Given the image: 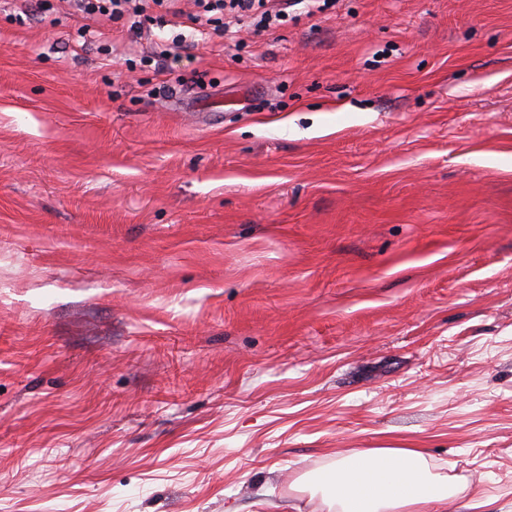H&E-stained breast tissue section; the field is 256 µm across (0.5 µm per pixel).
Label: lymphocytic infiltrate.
Listing matches in <instances>:
<instances>
[{"label": "lymphocytic infiltrate", "instance_id": "lymphocytic-infiltrate-1", "mask_svg": "<svg viewBox=\"0 0 512 512\" xmlns=\"http://www.w3.org/2000/svg\"><path fill=\"white\" fill-rule=\"evenodd\" d=\"M178 0H70L73 9L101 23L126 21L129 31L149 37L146 61L165 58L172 51H188L191 33L211 30L225 33L224 14L233 12L237 28L256 33L287 21L293 7L302 6L307 16L325 13L336 0H194L196 12L183 13ZM171 27L170 39L153 41V28Z\"/></svg>", "mask_w": 512, "mask_h": 512}]
</instances>
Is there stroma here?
<instances>
[{
    "instance_id": "obj_1",
    "label": "stroma",
    "mask_w": 512,
    "mask_h": 512,
    "mask_svg": "<svg viewBox=\"0 0 512 512\" xmlns=\"http://www.w3.org/2000/svg\"><path fill=\"white\" fill-rule=\"evenodd\" d=\"M84 24L0 11V512H327L353 448L512 512V0Z\"/></svg>"
}]
</instances>
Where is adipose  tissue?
<instances>
[{"mask_svg":"<svg viewBox=\"0 0 512 512\" xmlns=\"http://www.w3.org/2000/svg\"><path fill=\"white\" fill-rule=\"evenodd\" d=\"M329 512H437L465 485L432 471L419 448H361L303 479Z\"/></svg>","mask_w":512,"mask_h":512,"instance_id":"adipose-tissue-1","label":"adipose tissue"}]
</instances>
